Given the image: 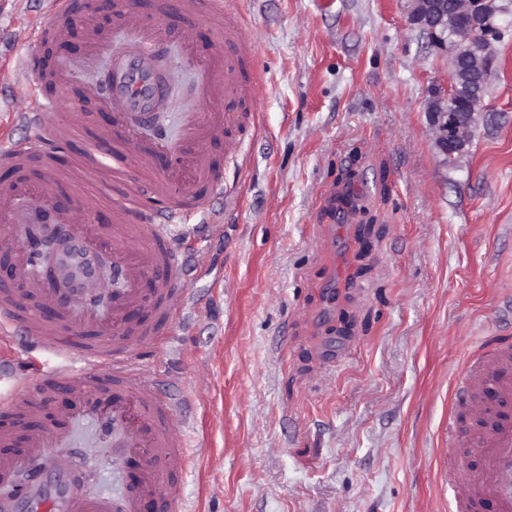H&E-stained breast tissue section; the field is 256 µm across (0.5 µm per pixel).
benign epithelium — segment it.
<instances>
[{"label":"benign epithelium","instance_id":"benign-epithelium-1","mask_svg":"<svg viewBox=\"0 0 512 512\" xmlns=\"http://www.w3.org/2000/svg\"><path fill=\"white\" fill-rule=\"evenodd\" d=\"M508 8L497 0H406L408 24L448 53V87L433 95L428 114L440 155L447 163L465 153L480 113L460 112L458 104L483 102L494 43L502 37L498 15ZM49 239L41 252L46 263H58L71 251L62 239Z\"/></svg>","mask_w":512,"mask_h":512}]
</instances>
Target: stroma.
<instances>
[{
    "instance_id": "stroma-1",
    "label": "stroma",
    "mask_w": 512,
    "mask_h": 512,
    "mask_svg": "<svg viewBox=\"0 0 512 512\" xmlns=\"http://www.w3.org/2000/svg\"><path fill=\"white\" fill-rule=\"evenodd\" d=\"M259 98L224 159V214L177 239L193 295L164 349L140 348L180 401L183 512H449L455 375L480 344L512 341V9L467 153L443 163L427 103L448 58L404 0H238ZM44 0H0V67L18 65ZM161 124L194 97L180 44ZM356 212L339 216L342 189ZM80 425L61 457L112 495Z\"/></svg>"
}]
</instances>
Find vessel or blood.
<instances>
[{
  "label": "vessel or blood",
  "instance_id": "1",
  "mask_svg": "<svg viewBox=\"0 0 512 512\" xmlns=\"http://www.w3.org/2000/svg\"><path fill=\"white\" fill-rule=\"evenodd\" d=\"M45 18L28 32L31 42L62 37L75 10L74 0H46ZM160 10L209 22L214 50L196 68L198 103L186 112L182 150L169 167L171 151L157 137L139 145L133 118L161 105L157 53L160 45L187 39L186 31L144 20L139 0H117L112 30L87 28L89 54L78 63L62 62L42 76L34 56H26L19 73L32 77L30 92L15 113L17 123L34 129L39 143L0 137V162L14 171L0 188V251L12 262V279L0 285V335H21L28 353H52L62 364L48 374H34L22 389L0 399V411L12 423L0 427V484L27 481L22 499H0V512H182L186 443L175 423L178 405L163 401L153 379L134 356L136 346L165 344L191 295L181 286V265L170 225L191 237L196 216L219 225L220 213L208 211L211 199L224 195V177L207 153L223 141L240 119L235 107L258 95L250 64L253 45L234 22L231 0H160ZM110 61L108 88L84 86L83 101L108 109L111 122L97 129L96 148L63 165L32 173L34 159L46 148L67 149L85 135L86 112L59 119L47 85L66 91L81 70L98 59ZM111 192L93 189V182ZM108 213L109 223L93 218ZM53 224L74 252L56 272L36 260L35 227ZM107 256L115 282L106 301L88 304L99 291L86 261ZM81 364L74 375L71 367ZM458 393L473 399L484 425L460 434L448 425V440L466 437L470 455L481 464L473 477L448 457L444 472L455 491L454 512H512V344L493 342L468 361L456 377ZM68 392L67 412L49 425L31 426L36 411ZM96 425L112 440V463L125 471L123 493L107 498L81 491L57 462L68 447L71 427Z\"/></svg>",
  "mask_w": 512,
  "mask_h": 512
}]
</instances>
